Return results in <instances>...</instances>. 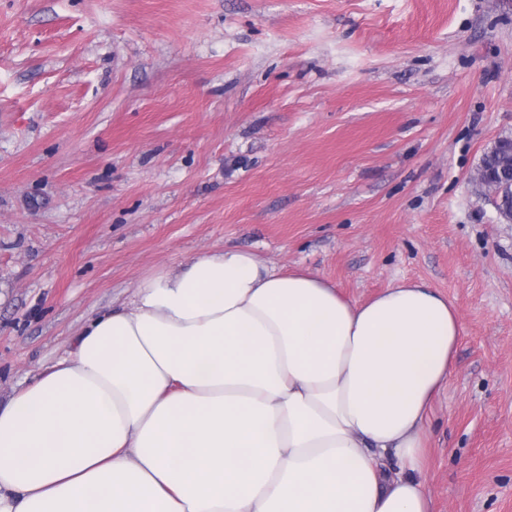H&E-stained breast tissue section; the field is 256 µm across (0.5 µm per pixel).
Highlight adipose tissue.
I'll list each match as a JSON object with an SVG mask.
<instances>
[{"label":"adipose tissue","mask_w":512,"mask_h":512,"mask_svg":"<svg viewBox=\"0 0 512 512\" xmlns=\"http://www.w3.org/2000/svg\"><path fill=\"white\" fill-rule=\"evenodd\" d=\"M459 312L227 248L135 287L0 407V512H432Z\"/></svg>","instance_id":"obj_1"}]
</instances>
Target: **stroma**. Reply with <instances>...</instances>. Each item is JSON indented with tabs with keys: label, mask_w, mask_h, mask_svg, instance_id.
<instances>
[{
	"label": "stroma",
	"mask_w": 512,
	"mask_h": 512,
	"mask_svg": "<svg viewBox=\"0 0 512 512\" xmlns=\"http://www.w3.org/2000/svg\"><path fill=\"white\" fill-rule=\"evenodd\" d=\"M512 0H0V404L94 313L227 247L462 334L433 512H512ZM475 178L476 181L486 190L488 198L491 199L496 206V200L500 191L507 186L506 182H508V173L500 169L497 174H494L489 173L484 168H480L479 174H476Z\"/></svg>",
	"instance_id": "obj_1"
}]
</instances>
